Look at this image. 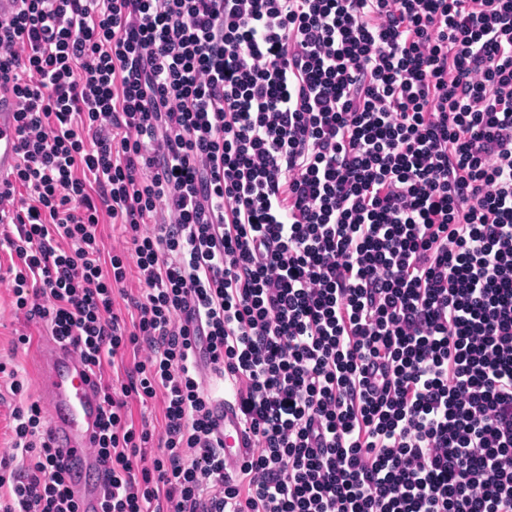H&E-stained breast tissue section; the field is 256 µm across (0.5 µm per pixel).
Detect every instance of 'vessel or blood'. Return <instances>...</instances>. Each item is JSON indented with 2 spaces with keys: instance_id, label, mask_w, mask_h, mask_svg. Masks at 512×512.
<instances>
[{
  "instance_id": "vessel-or-blood-1",
  "label": "vessel or blood",
  "mask_w": 512,
  "mask_h": 512,
  "mask_svg": "<svg viewBox=\"0 0 512 512\" xmlns=\"http://www.w3.org/2000/svg\"><path fill=\"white\" fill-rule=\"evenodd\" d=\"M17 145L14 103L10 96L0 95V178L14 168ZM42 382L54 437L71 468L75 495L83 512H95L99 488L88 474L97 467L92 448L97 432L98 395L87 382L78 358L56 344L43 357ZM213 416L216 432L224 441L225 462H236L249 454L254 442L238 404L228 399L216 401Z\"/></svg>"
}]
</instances>
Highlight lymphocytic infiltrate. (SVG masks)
Returning a JSON list of instances; mask_svg holds the SVG:
<instances>
[{
	"label": "lymphocytic infiltrate",
	"instance_id": "obj_1",
	"mask_svg": "<svg viewBox=\"0 0 512 512\" xmlns=\"http://www.w3.org/2000/svg\"><path fill=\"white\" fill-rule=\"evenodd\" d=\"M17 2L0 247L96 379L100 512H512V0ZM205 364L242 384L232 475ZM0 375V512H80ZM2 379V388H1V379H0V392H2L4 396V400L0 404V456L1 450L2 453L7 450L10 445V428L9 425L12 424L11 411L15 405L14 397L9 394L6 390L5 382ZM142 415L147 422L150 429L154 430L156 434L162 432L163 415H162V403L159 398L151 401L148 407L140 408L135 405L133 407V417L136 423L141 424Z\"/></svg>",
	"mask_w": 512,
	"mask_h": 512
}]
</instances>
